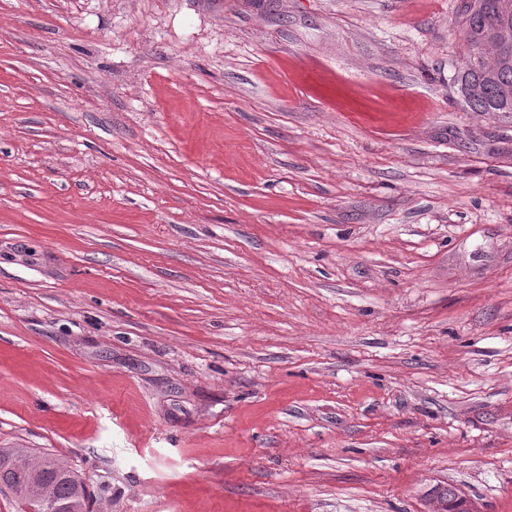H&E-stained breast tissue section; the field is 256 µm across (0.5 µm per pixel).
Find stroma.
Segmentation results:
<instances>
[{
  "label": "stroma",
  "mask_w": 512,
  "mask_h": 512,
  "mask_svg": "<svg viewBox=\"0 0 512 512\" xmlns=\"http://www.w3.org/2000/svg\"><path fill=\"white\" fill-rule=\"evenodd\" d=\"M460 0H0V448L93 512H512V113ZM459 9L465 52L452 66L453 92L469 112H512V54L493 60L477 45L500 19L494 39L484 47L497 55L512 50V0H463ZM15 457L18 467L2 473L0 482L12 485L14 496L22 509L25 494L31 492L35 484L48 486L54 498L72 511H80V504L88 494L82 476L63 458L50 453H36L31 448H0V457ZM47 491L34 489L25 512H59V505Z\"/></svg>",
  "instance_id": "obj_1"
}]
</instances>
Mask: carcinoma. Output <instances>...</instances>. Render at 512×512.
Returning a JSON list of instances; mask_svg holds the SVG:
<instances>
[{
	"label": "carcinoma",
	"mask_w": 512,
	"mask_h": 512,
	"mask_svg": "<svg viewBox=\"0 0 512 512\" xmlns=\"http://www.w3.org/2000/svg\"><path fill=\"white\" fill-rule=\"evenodd\" d=\"M496 0H461L460 16L465 52L453 65L450 86L469 112H512V54L491 59L480 52L478 40L488 36L499 24ZM14 457L18 467L0 472V482L14 488L17 502L31 492L33 485L48 486L54 498L72 512L88 494L82 476L66 460L30 448H0V457Z\"/></svg>",
	"instance_id": "1"
}]
</instances>
